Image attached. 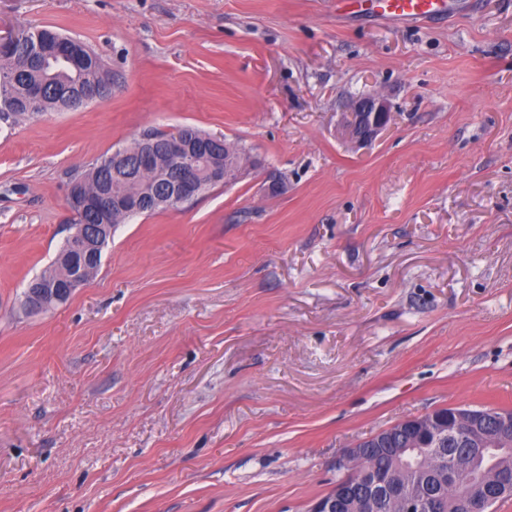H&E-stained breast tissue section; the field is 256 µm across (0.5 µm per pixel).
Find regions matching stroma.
Wrapping results in <instances>:
<instances>
[{
    "label": "stroma",
    "mask_w": 512,
    "mask_h": 512,
    "mask_svg": "<svg viewBox=\"0 0 512 512\" xmlns=\"http://www.w3.org/2000/svg\"><path fill=\"white\" fill-rule=\"evenodd\" d=\"M441 23L336 0H0L119 76L0 129V512H310L357 442L512 410V0ZM393 125L356 148L346 103ZM192 125L259 168L118 225L35 314L73 173ZM281 173L279 195L262 173ZM86 285L80 268L73 269L72 274L60 281L33 282L23 295L22 305L27 312H42L49 300L62 301L71 296L76 289Z\"/></svg>",
    "instance_id": "1"
}]
</instances>
